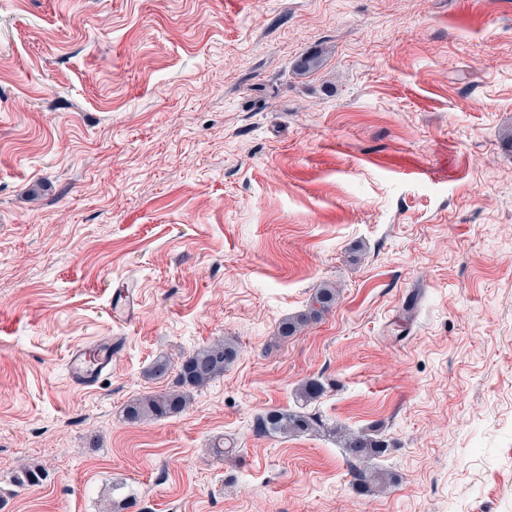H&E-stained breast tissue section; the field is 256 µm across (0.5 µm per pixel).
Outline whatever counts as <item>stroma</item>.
<instances>
[{
  "label": "stroma",
  "instance_id": "obj_1",
  "mask_svg": "<svg viewBox=\"0 0 512 512\" xmlns=\"http://www.w3.org/2000/svg\"><path fill=\"white\" fill-rule=\"evenodd\" d=\"M222 339L188 410L125 420ZM310 378L385 491L254 432ZM0 512H512V0H0ZM335 300V288L329 285L318 288L307 311L289 317L281 323V337L288 338L302 332L312 321H316L323 313L328 311ZM112 336L72 347L67 355L68 382L78 389H92L98 386L111 372ZM343 447L352 458L361 463H368L369 460L383 455L387 448L383 440H378L364 432L344 434Z\"/></svg>",
  "mask_w": 512,
  "mask_h": 512
}]
</instances>
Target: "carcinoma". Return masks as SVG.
Wrapping results in <instances>:
<instances>
[{
  "label": "carcinoma",
  "mask_w": 512,
  "mask_h": 512,
  "mask_svg": "<svg viewBox=\"0 0 512 512\" xmlns=\"http://www.w3.org/2000/svg\"><path fill=\"white\" fill-rule=\"evenodd\" d=\"M335 300V288L326 285L317 289L308 310L289 317L281 323V337L288 338L302 332L311 322L328 311ZM236 356V346L224 340L215 341L195 350L180 362L176 388L145 395L127 405L124 409L126 419L134 423L143 419L168 418L186 411L190 401V391L201 388L224 375V369L234 361ZM323 393L324 385L313 379L301 386L299 397L304 402L310 403L321 397ZM322 430H324V424L321 419L313 413L304 411L272 409L257 416L254 423V431L261 436H302ZM343 447L352 458L367 463L383 455L386 445L384 441L360 432L344 434ZM387 478L388 474L379 470L357 469L354 473L356 486L361 490H366L373 485H382Z\"/></svg>",
  "instance_id": "1"
}]
</instances>
